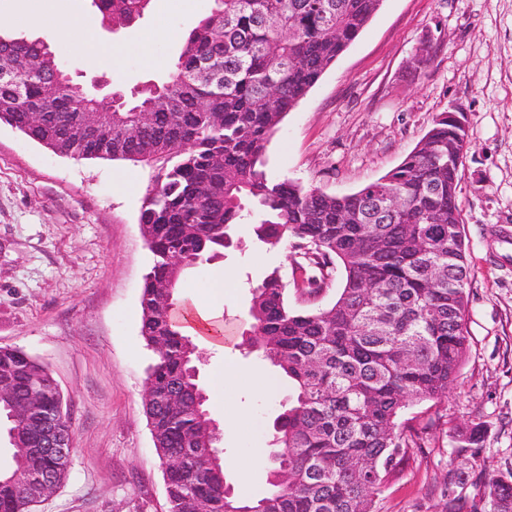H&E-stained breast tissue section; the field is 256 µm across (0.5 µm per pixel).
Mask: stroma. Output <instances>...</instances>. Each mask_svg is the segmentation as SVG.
<instances>
[{"label": "stroma", "mask_w": 512, "mask_h": 512, "mask_svg": "<svg viewBox=\"0 0 512 512\" xmlns=\"http://www.w3.org/2000/svg\"><path fill=\"white\" fill-rule=\"evenodd\" d=\"M213 0H152L133 28H95L85 50L69 33L52 42L75 82L111 78L125 92L171 72L185 33ZM167 38H159V31ZM451 109L468 119L458 203L469 266L468 351L447 397L408 409L421 436L403 470L376 499V512H445L449 470H512V0H383L358 37L284 117L266 148L269 177L343 196L398 166ZM158 164L57 155L0 124V347L41 360L58 381L74 430L68 480L35 512H168L165 469L143 408L153 354L140 333V294L153 256L139 215ZM223 259L189 270L180 300L215 301L236 333L250 328V289L275 267L290 274L283 247L231 230ZM199 383L229 373L210 411L221 432L226 481L243 500L269 489V453L284 387L267 360L239 341L197 339ZM484 422L477 457L454 433Z\"/></svg>", "instance_id": "35a3bbf8"}]
</instances>
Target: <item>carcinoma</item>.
I'll use <instances>...</instances> for the list:
<instances>
[{
	"instance_id": "carcinoma-1",
	"label": "carcinoma",
	"mask_w": 512,
	"mask_h": 512,
	"mask_svg": "<svg viewBox=\"0 0 512 512\" xmlns=\"http://www.w3.org/2000/svg\"><path fill=\"white\" fill-rule=\"evenodd\" d=\"M151 0H93L100 24L136 25ZM187 37L169 79L136 91L111 115V128L87 137L72 108L74 91L54 50L25 31L0 30V57L12 58L23 98L0 82V122L61 156L161 163L140 213L153 255L140 297L141 336L160 347L148 368L153 396L143 401L165 471L169 512H375L389 476L409 460L400 430L409 406L447 396L467 352L464 317L469 272L458 203L461 169L448 147L468 142L467 123L436 115L396 168L358 191L332 196L265 170L277 126L354 41L382 0H213ZM42 56L44 76L26 77L25 59ZM207 68L217 81H198ZM48 109L39 124L29 108ZM251 224L256 239L294 255L301 295L318 297L331 270L342 279L334 301L288 303L281 269L251 288L249 347L262 352L288 385V408L274 422L275 453L288 463L269 471L264 497L237 499L215 448L214 420L198 381L197 346L173 319L187 270L224 257L231 227ZM0 402L14 467L0 472V512H28L33 493L7 479L30 465L25 448L49 435L72 437L58 416L51 372L20 349L0 350ZM40 392L38 411L25 408ZM181 406L169 407L172 392ZM486 427L455 432L457 448L483 447ZM448 472V512H512V470L478 474V493L456 492Z\"/></svg>"
}]
</instances>
